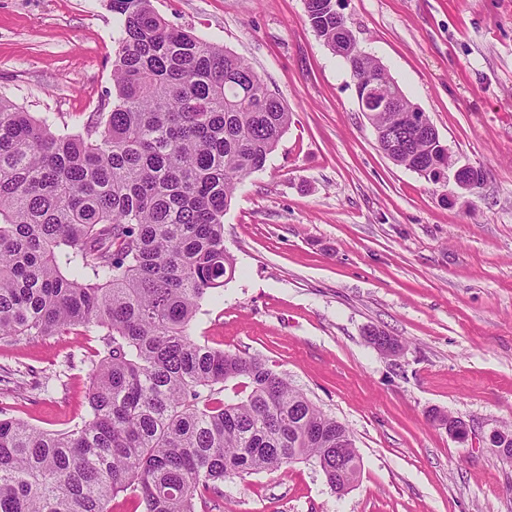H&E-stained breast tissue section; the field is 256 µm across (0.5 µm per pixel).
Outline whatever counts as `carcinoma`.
<instances>
[{"label":"carcinoma","instance_id":"cac0c4a2","mask_svg":"<svg viewBox=\"0 0 512 512\" xmlns=\"http://www.w3.org/2000/svg\"><path fill=\"white\" fill-rule=\"evenodd\" d=\"M117 30L111 108L80 134H56L0 97V337L103 332L89 418L67 431L0 418V512H199L233 476L336 473L345 424L256 356L192 336L202 301L236 271L224 213L264 168L290 113L240 56L169 24L152 0H110ZM307 18L356 87L391 98L359 53L336 0ZM406 152L431 179L452 161L415 122Z\"/></svg>","mask_w":512,"mask_h":512}]
</instances>
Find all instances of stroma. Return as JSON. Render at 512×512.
<instances>
[{
  "mask_svg": "<svg viewBox=\"0 0 512 512\" xmlns=\"http://www.w3.org/2000/svg\"><path fill=\"white\" fill-rule=\"evenodd\" d=\"M152 4L244 58L291 114L224 214L236 273L193 334L287 373L363 461L343 493L306 463L234 477L209 512H512V459L483 442L512 424V0H338L451 159L483 171L476 195L384 154L305 0ZM115 30L108 0H0V97L81 132L112 91ZM373 328L401 354L375 350ZM99 345L77 329L0 340V412L47 430L81 421Z\"/></svg>",
  "mask_w": 512,
  "mask_h": 512,
  "instance_id": "35a3bbf8",
  "label": "stroma"
}]
</instances>
